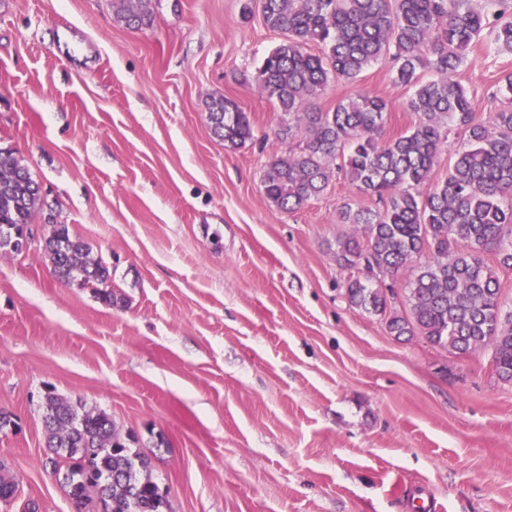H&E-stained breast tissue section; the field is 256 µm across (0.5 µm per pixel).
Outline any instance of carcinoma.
I'll return each mask as SVG.
<instances>
[{"instance_id": "obj_1", "label": "carcinoma", "mask_w": 512, "mask_h": 512, "mask_svg": "<svg viewBox=\"0 0 512 512\" xmlns=\"http://www.w3.org/2000/svg\"><path fill=\"white\" fill-rule=\"evenodd\" d=\"M115 18L131 29L151 22V0H112ZM266 28L284 40L259 70L262 94L282 113L287 148L261 179L266 199L296 211L344 176L361 196L383 207L342 203L341 224L357 231L336 240V263L356 269L350 305L388 315L394 336L421 335L460 354L492 349L496 375L512 381V310H504L498 270H512V76L506 105L486 122L476 119L467 91L455 79L472 43L490 34L494 50L512 53V21L478 10L472 0H261ZM322 48L311 52V46ZM388 62L394 81L413 89L412 129L384 138L388 102L360 92L314 107L333 80L355 82L372 64ZM429 69L433 77L423 79ZM209 121L229 148L253 139L247 113L230 98L212 99ZM463 130L448 175L432 180L448 139ZM50 225L40 240L58 279L98 286L112 304L110 270L70 226L44 210L42 189L11 149L0 148V251L35 217ZM402 300L403 310L396 308ZM52 472L80 512H170L151 476V460L134 451L102 411L49 394L43 416ZM94 449L86 462L83 449ZM16 482L0 464V501Z\"/></svg>"}]
</instances>
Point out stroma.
Instances as JSON below:
<instances>
[{"label":"stroma","instance_id":"stroma-1","mask_svg":"<svg viewBox=\"0 0 512 512\" xmlns=\"http://www.w3.org/2000/svg\"><path fill=\"white\" fill-rule=\"evenodd\" d=\"M132 30L112 0H0V148L111 272L114 305L58 280L39 244L0 254V512H74L45 468L44 397L135 433L172 512H512V382L491 352L391 335L349 304L334 257L345 180L300 210L266 199L282 114L258 70L281 42L241 0H152ZM512 54L480 40L456 75L477 119ZM408 87L378 62L316 101ZM254 138L213 136V98ZM209 121L215 137L229 148H241L253 139V127L246 112L230 98H213L209 105Z\"/></svg>","mask_w":512,"mask_h":512}]
</instances>
